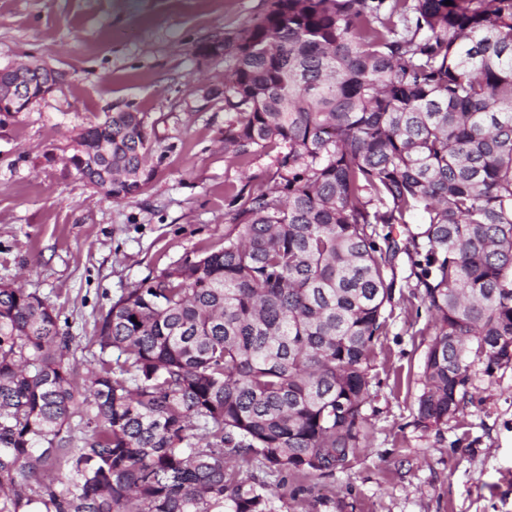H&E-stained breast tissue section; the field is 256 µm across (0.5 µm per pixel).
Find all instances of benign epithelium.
<instances>
[{
    "label": "benign epithelium",
    "mask_w": 512,
    "mask_h": 512,
    "mask_svg": "<svg viewBox=\"0 0 512 512\" xmlns=\"http://www.w3.org/2000/svg\"><path fill=\"white\" fill-rule=\"evenodd\" d=\"M14 81L9 90L0 93V116L13 118L44 99L56 86L58 75L36 63L7 68Z\"/></svg>",
    "instance_id": "obj_1"
}]
</instances>
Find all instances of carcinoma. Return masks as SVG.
Instances as JSON below:
<instances>
[{
  "instance_id": "1",
  "label": "carcinoma",
  "mask_w": 512,
  "mask_h": 512,
  "mask_svg": "<svg viewBox=\"0 0 512 512\" xmlns=\"http://www.w3.org/2000/svg\"><path fill=\"white\" fill-rule=\"evenodd\" d=\"M228 46L225 153L274 172L229 191L221 247L112 302L85 392L55 307L0 284V512H273L241 469L346 467L401 252L434 319L418 420L512 365V0H271ZM84 139L118 203L174 149L129 109Z\"/></svg>"
}]
</instances>
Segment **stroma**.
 <instances>
[{
  "label": "stroma",
  "mask_w": 512,
  "mask_h": 512,
  "mask_svg": "<svg viewBox=\"0 0 512 512\" xmlns=\"http://www.w3.org/2000/svg\"><path fill=\"white\" fill-rule=\"evenodd\" d=\"M270 0H0V68L40 61L61 81L30 111L0 123V283L52 304L76 336L70 360L83 383L82 343L127 288L184 257L219 247L227 190L271 167L224 153L223 88L231 58L197 46L230 40ZM132 107L172 152L143 193L113 202L68 171L66 149L115 107ZM396 288L375 345L363 406L365 448L333 475L288 473L286 512H512V366L469 370L468 396L440 426L417 421L433 329L409 275Z\"/></svg>",
  "instance_id": "obj_1"
}]
</instances>
